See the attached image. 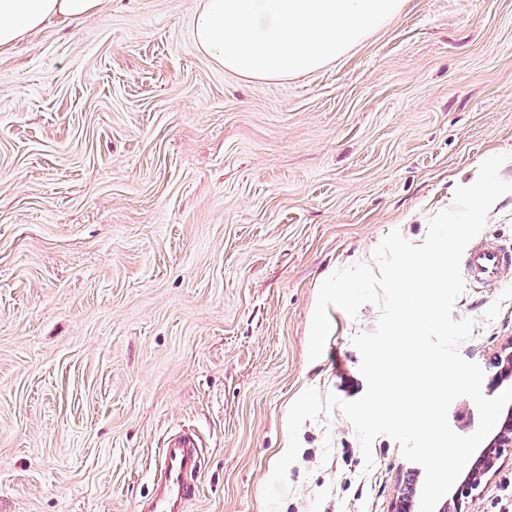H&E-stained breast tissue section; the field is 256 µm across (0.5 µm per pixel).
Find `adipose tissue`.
I'll return each mask as SVG.
<instances>
[{
	"label": "adipose tissue",
	"mask_w": 512,
	"mask_h": 512,
	"mask_svg": "<svg viewBox=\"0 0 512 512\" xmlns=\"http://www.w3.org/2000/svg\"><path fill=\"white\" fill-rule=\"evenodd\" d=\"M104 0H0V48L9 47L54 17L80 20L94 15Z\"/></svg>",
	"instance_id": "adipose-tissue-1"
}]
</instances>
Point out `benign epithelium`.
I'll list each match as a JSON object with an SVG mask.
<instances>
[{"mask_svg":"<svg viewBox=\"0 0 512 512\" xmlns=\"http://www.w3.org/2000/svg\"><path fill=\"white\" fill-rule=\"evenodd\" d=\"M494 366L497 368L495 385L498 386L512 379V350L497 354L494 358ZM505 410L504 423L491 434L485 445L477 450L478 466L467 470L453 486L448 501L442 505L439 512H468L469 499L473 498L482 482L496 472L501 449L512 447V404L506 405Z\"/></svg>","mask_w":512,"mask_h":512,"instance_id":"7a95c632","label":"benign epithelium"}]
</instances>
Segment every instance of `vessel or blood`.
Returning a JSON list of instances; mask_svg holds the SVG:
<instances>
[{
  "label": "vessel or blood",
  "instance_id": "obj_1",
  "mask_svg": "<svg viewBox=\"0 0 512 512\" xmlns=\"http://www.w3.org/2000/svg\"><path fill=\"white\" fill-rule=\"evenodd\" d=\"M511 274V246L488 237L470 243L462 270L470 287L496 288ZM204 456L197 435L183 430L166 436L157 450L156 475L143 512H185L187 504L200 495L198 477Z\"/></svg>",
  "mask_w": 512,
  "mask_h": 512
}]
</instances>
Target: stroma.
<instances>
[{
    "label": "stroma",
    "instance_id": "obj_1",
    "mask_svg": "<svg viewBox=\"0 0 512 512\" xmlns=\"http://www.w3.org/2000/svg\"><path fill=\"white\" fill-rule=\"evenodd\" d=\"M202 0H107L0 53V512H139L164 437L206 449L187 512H266L306 389L366 391L352 342L379 309L321 283L389 231L422 244L481 163L512 154V0H403L283 82L202 53ZM465 289L462 356L492 378L512 300ZM279 512H390L416 469L386 436L365 471L340 413L305 421ZM470 512L512 498V447Z\"/></svg>",
    "mask_w": 512,
    "mask_h": 512
}]
</instances>
